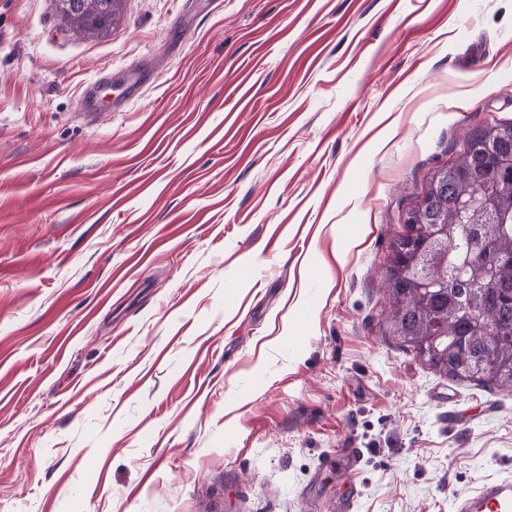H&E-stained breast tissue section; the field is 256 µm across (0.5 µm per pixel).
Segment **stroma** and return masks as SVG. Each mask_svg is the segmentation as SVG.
<instances>
[{
  "label": "stroma",
  "mask_w": 512,
  "mask_h": 512,
  "mask_svg": "<svg viewBox=\"0 0 512 512\" xmlns=\"http://www.w3.org/2000/svg\"><path fill=\"white\" fill-rule=\"evenodd\" d=\"M512 120V0H0V512H453L512 390L389 336L433 170ZM362 460L342 469L343 449ZM112 0H82L79 4L84 9V13L80 17L69 14L74 22L82 25L85 35L94 37L102 33L101 28L106 25L104 19L108 22L112 15ZM104 18V19H103Z\"/></svg>",
  "instance_id": "1"
}]
</instances>
